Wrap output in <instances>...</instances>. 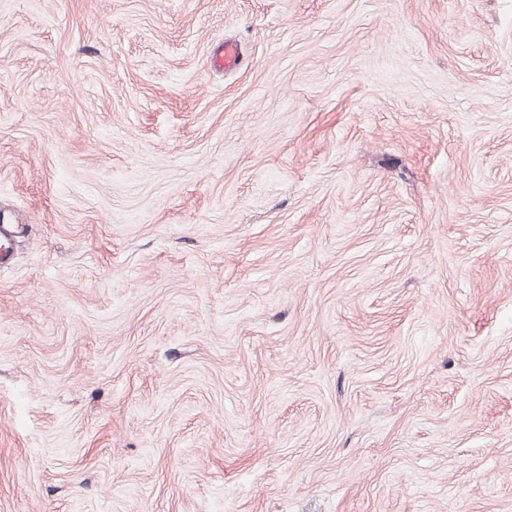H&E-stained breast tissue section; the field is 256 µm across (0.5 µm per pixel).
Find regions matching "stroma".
<instances>
[{"instance_id": "obj_1", "label": "stroma", "mask_w": 512, "mask_h": 512, "mask_svg": "<svg viewBox=\"0 0 512 512\" xmlns=\"http://www.w3.org/2000/svg\"><path fill=\"white\" fill-rule=\"evenodd\" d=\"M0 218V512H512V0H0Z\"/></svg>"}]
</instances>
